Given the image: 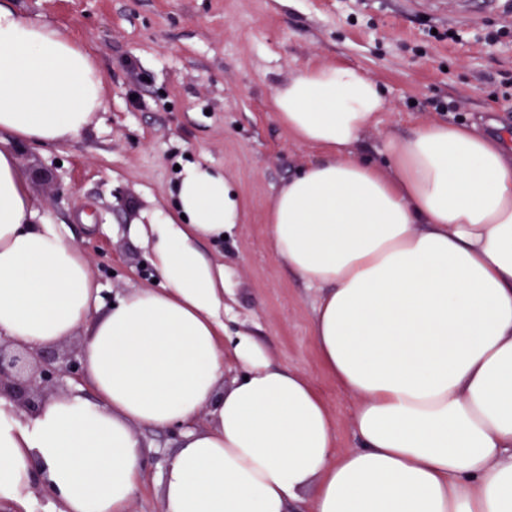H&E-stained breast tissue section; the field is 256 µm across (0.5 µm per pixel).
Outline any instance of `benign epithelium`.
<instances>
[{
  "label": "benign epithelium",
  "instance_id": "7a95c632",
  "mask_svg": "<svg viewBox=\"0 0 512 512\" xmlns=\"http://www.w3.org/2000/svg\"><path fill=\"white\" fill-rule=\"evenodd\" d=\"M84 380L81 351L59 355L48 349L31 350L0 338V398L27 413L35 412L45 393L67 381Z\"/></svg>",
  "mask_w": 512,
  "mask_h": 512
}]
</instances>
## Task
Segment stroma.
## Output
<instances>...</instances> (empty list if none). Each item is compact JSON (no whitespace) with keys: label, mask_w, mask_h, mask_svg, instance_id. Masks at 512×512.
Here are the masks:
<instances>
[{"label":"stroma","mask_w":512,"mask_h":512,"mask_svg":"<svg viewBox=\"0 0 512 512\" xmlns=\"http://www.w3.org/2000/svg\"><path fill=\"white\" fill-rule=\"evenodd\" d=\"M26 19L60 28L97 62L105 105L59 147L13 144L39 215L60 225L114 301L152 284L151 249L130 225L174 208L179 171L224 172L244 206L228 238L200 242L224 263V333L246 331L269 358L310 380L336 425V447H356L354 400L321 367L310 321L321 295L272 251L265 216L277 189L317 150L295 140L269 106L273 90L322 63L361 67L389 109L357 149L376 158L387 140L426 121L494 118L512 131V96L490 95L487 76L512 72V36L486 41L489 24L460 25L437 40L443 15L409 0H0ZM147 450L126 512H163L159 483L180 432L139 427Z\"/></svg>","instance_id":"obj_1"}]
</instances>
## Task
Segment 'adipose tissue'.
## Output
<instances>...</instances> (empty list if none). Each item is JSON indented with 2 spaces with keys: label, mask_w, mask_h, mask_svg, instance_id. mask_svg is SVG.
<instances>
[{
  "label": "adipose tissue",
  "mask_w": 512,
  "mask_h": 512,
  "mask_svg": "<svg viewBox=\"0 0 512 512\" xmlns=\"http://www.w3.org/2000/svg\"><path fill=\"white\" fill-rule=\"evenodd\" d=\"M104 103L91 58L62 31L0 5V134L61 146ZM277 120L320 156L269 208V242L321 289L311 329L322 364L356 401L355 448L297 371L251 336L223 337L224 265L200 241L232 233L243 206L223 172L187 167L185 222L133 225L154 238L163 288L97 313L83 253L37 206L0 148V336L50 347L78 329L92 397L33 414L0 399V502L34 488L62 512H125L144 467L133 429L183 426L160 480L163 512H512V138L422 123L361 134L388 109L360 68L319 64L276 87ZM234 358L239 377L224 380ZM212 425L191 426L201 409Z\"/></svg>",
  "instance_id": "ef3b65f1"
}]
</instances>
